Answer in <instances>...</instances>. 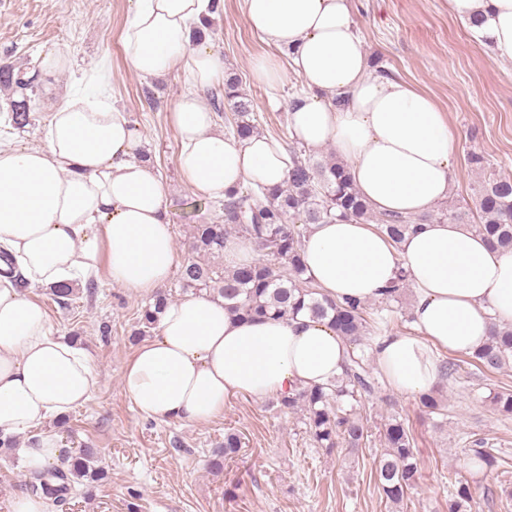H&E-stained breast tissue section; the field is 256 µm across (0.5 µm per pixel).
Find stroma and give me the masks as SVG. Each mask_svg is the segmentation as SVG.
I'll use <instances>...</instances> for the list:
<instances>
[{
	"instance_id": "stroma-1",
	"label": "stroma",
	"mask_w": 512,
	"mask_h": 512,
	"mask_svg": "<svg viewBox=\"0 0 512 512\" xmlns=\"http://www.w3.org/2000/svg\"><path fill=\"white\" fill-rule=\"evenodd\" d=\"M132 6L133 0H0V59L34 76L36 91L24 128H13L8 107L0 108V135L41 146L43 119L59 98L104 83L113 104L139 126V151L150 156L171 191L169 220L184 257L190 227L181 218L182 204L198 193L178 170V135L167 114L186 87L185 76L175 71L143 78L130 69L123 32ZM353 15L370 61L446 112L455 139L450 199L470 200L483 179L468 164L469 152L481 153L490 171L512 176V65L496 61L449 14L447 0H354ZM204 42L239 78L260 132L287 140V107L300 81L288 75L274 90L253 81L254 59L271 49L245 24L239 0H224ZM52 49L66 52L71 65L46 77L40 61ZM94 282L91 294L77 285L67 309L48 289H25L46 309L53 333L76 341L99 376L59 435L62 455L97 449L107 477L91 492L73 486L66 512H448L450 494L462 484L472 493V512H512V415L488 401L491 390L512 389V364L494 373L463 365L438 385L447 400L442 415L427 412L418 396L380 382L359 408L370 438L353 455L317 447L302 414L268 399L231 397L223 415L204 424L146 419L124 392L121 375L136 348L130 332L149 297L113 285L103 270ZM394 412L414 438L420 470L418 484L398 506L386 500L374 466L381 426ZM228 431L240 434L242 447L222 471H212L211 450ZM476 438L486 439L494 465L466 459ZM28 441L22 435L18 448L0 449V512H11L13 498L25 490Z\"/></svg>"
}]
</instances>
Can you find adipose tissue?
<instances>
[{"instance_id":"adipose-tissue-1","label":"adipose tissue","mask_w":512,"mask_h":512,"mask_svg":"<svg viewBox=\"0 0 512 512\" xmlns=\"http://www.w3.org/2000/svg\"><path fill=\"white\" fill-rule=\"evenodd\" d=\"M223 0H134L123 42L141 76L182 70L190 88L169 114L184 179L212 198L288 178L283 141L263 133L225 137L200 90L224 78V59L192 36ZM460 21L502 63H512V0H448ZM248 27L271 55L252 65L257 82L296 75L292 138L330 149L375 211L418 216L447 201L455 140L448 117L425 93L376 75L355 27L352 0H242ZM287 63H280L278 53ZM44 144L0 141V250L35 285H75L99 268L137 293L163 286L179 264L168 220L169 190L139 159V129L101 90L64 98L43 120ZM302 255L316 288L343 301H378L398 271L413 288L409 333L373 342V358L398 392L416 395L443 379L440 355L470 354L492 328H512V252L491 247L466 224H420L393 243L374 225H310ZM349 346L328 321L238 319L208 294L168 304L156 335L126 362L122 384L146 418L205 423L228 397L265 399L334 383ZM97 384L86 353L53 335L44 307L0 274V434H35L25 461L58 459L47 421L85 403Z\"/></svg>"}]
</instances>
